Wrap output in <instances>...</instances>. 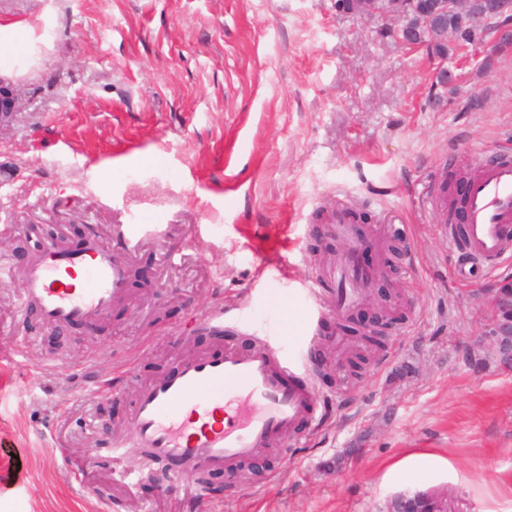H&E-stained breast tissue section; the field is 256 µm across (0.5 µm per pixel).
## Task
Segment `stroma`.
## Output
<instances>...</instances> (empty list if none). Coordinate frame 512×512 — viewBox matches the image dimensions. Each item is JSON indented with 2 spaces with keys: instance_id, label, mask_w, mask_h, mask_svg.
<instances>
[{
  "instance_id": "obj_1",
  "label": "stroma",
  "mask_w": 512,
  "mask_h": 512,
  "mask_svg": "<svg viewBox=\"0 0 512 512\" xmlns=\"http://www.w3.org/2000/svg\"><path fill=\"white\" fill-rule=\"evenodd\" d=\"M1 27L0 76L23 104L0 125V471L25 476L0 512H384L431 489L459 512H512V267L458 283L422 203L512 147V42L493 30L438 61L336 0H0ZM344 206L405 241L369 258L387 270L372 300L398 297L359 376L353 335L331 345L337 315L307 324L312 247L336 245L315 240L318 213ZM29 224L62 225L72 250L166 225L130 258L155 285L53 349L51 324L19 312ZM218 305L251 316L238 348L275 318L287 355L321 352L314 386L335 399L223 494L167 486L130 426L156 374L223 352L203 319ZM423 454L439 468L397 473Z\"/></svg>"
}]
</instances>
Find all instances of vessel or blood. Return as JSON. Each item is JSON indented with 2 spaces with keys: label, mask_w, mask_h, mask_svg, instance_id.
I'll return each mask as SVG.
<instances>
[{
  "label": "vessel or blood",
  "mask_w": 512,
  "mask_h": 512,
  "mask_svg": "<svg viewBox=\"0 0 512 512\" xmlns=\"http://www.w3.org/2000/svg\"><path fill=\"white\" fill-rule=\"evenodd\" d=\"M465 207V237L449 238L448 248L457 257L456 278L468 283L479 271L512 262V152L479 166ZM162 231L159 224H123L114 247L92 241L64 252L46 244L19 282L24 304L60 327L103 318L126 294L128 257L141 237ZM376 278L349 248L318 275L333 285L332 307L343 317L366 299ZM325 411L308 371L287 357L275 329L247 351L228 345L183 359L172 374L140 389L131 421L136 447L171 461L165 481L175 485L201 467L224 469L273 447L300 422L319 423Z\"/></svg>",
  "instance_id": "1"
}]
</instances>
